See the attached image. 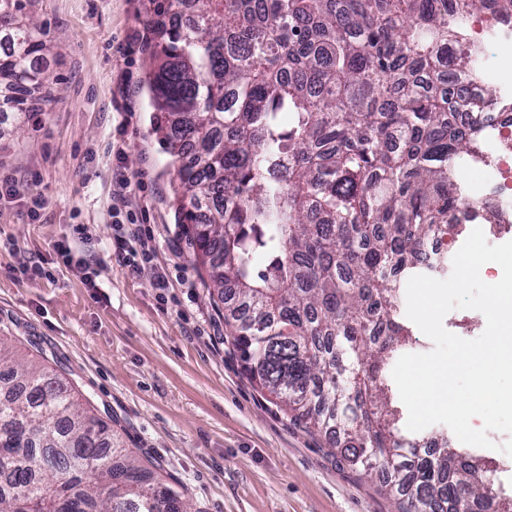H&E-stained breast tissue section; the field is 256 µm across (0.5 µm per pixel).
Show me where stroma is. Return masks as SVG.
Masks as SVG:
<instances>
[{
  "label": "stroma",
  "mask_w": 512,
  "mask_h": 512,
  "mask_svg": "<svg viewBox=\"0 0 512 512\" xmlns=\"http://www.w3.org/2000/svg\"><path fill=\"white\" fill-rule=\"evenodd\" d=\"M28 11L46 33L52 92L26 96V123L0 112V335L21 357L41 350L198 512H395L379 476L337 464L326 437L290 422L223 343L153 131L151 0H30ZM122 178L169 271L167 300L108 257ZM78 224L92 239L57 264L54 242ZM35 263L50 277L28 274Z\"/></svg>",
  "instance_id": "1"
}]
</instances>
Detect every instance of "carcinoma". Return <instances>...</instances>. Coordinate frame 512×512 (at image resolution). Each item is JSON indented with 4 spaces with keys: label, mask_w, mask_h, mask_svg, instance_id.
I'll use <instances>...</instances> for the list:
<instances>
[{
    "label": "carcinoma",
    "mask_w": 512,
    "mask_h": 512,
    "mask_svg": "<svg viewBox=\"0 0 512 512\" xmlns=\"http://www.w3.org/2000/svg\"><path fill=\"white\" fill-rule=\"evenodd\" d=\"M185 21L153 30L146 74L176 173L174 204L224 304L233 351L336 461L386 474L396 512H499L477 462L408 456L383 372L402 354L400 276L448 268L432 239L460 210L482 58L458 0H160ZM512 20V0H471ZM0 86L49 76L44 30L11 0ZM0 512H192L56 370L0 338Z\"/></svg>",
    "instance_id": "1"
}]
</instances>
